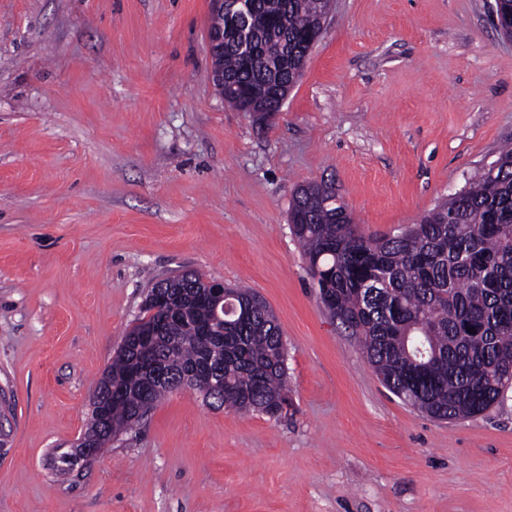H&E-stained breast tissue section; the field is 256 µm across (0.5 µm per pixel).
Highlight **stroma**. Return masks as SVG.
I'll use <instances>...</instances> for the list:
<instances>
[{"label":"stroma","instance_id":"1","mask_svg":"<svg viewBox=\"0 0 512 512\" xmlns=\"http://www.w3.org/2000/svg\"><path fill=\"white\" fill-rule=\"evenodd\" d=\"M494 0H333L279 112L224 103L211 0H0V512H512V389L438 421L323 307L293 194L332 184L398 233L512 143ZM254 289L287 347L273 419L161 400L87 467L97 380L151 286Z\"/></svg>","mask_w":512,"mask_h":512}]
</instances>
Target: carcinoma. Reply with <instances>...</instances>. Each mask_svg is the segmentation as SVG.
<instances>
[{
	"instance_id": "1",
	"label": "carcinoma",
	"mask_w": 512,
	"mask_h": 512,
	"mask_svg": "<svg viewBox=\"0 0 512 512\" xmlns=\"http://www.w3.org/2000/svg\"><path fill=\"white\" fill-rule=\"evenodd\" d=\"M331 0H255L254 49L244 55L224 35V101L238 111L280 109L274 88L292 76L308 48L313 20ZM326 184L299 187L290 209L313 287L330 314L351 332L385 387L439 420L475 416L512 385V147L417 224L393 236H366ZM203 275H175L148 291L143 315L125 334L108 376L123 389L109 423L90 411L87 435L96 456L112 438L144 420L174 383L187 382L218 408L281 416L288 403L285 346L272 310L253 290L231 288L229 301L254 298L253 313L210 319ZM166 295L172 321L155 336L171 382L157 383L137 358L138 333L157 317ZM474 331H469V328Z\"/></svg>"
}]
</instances>
